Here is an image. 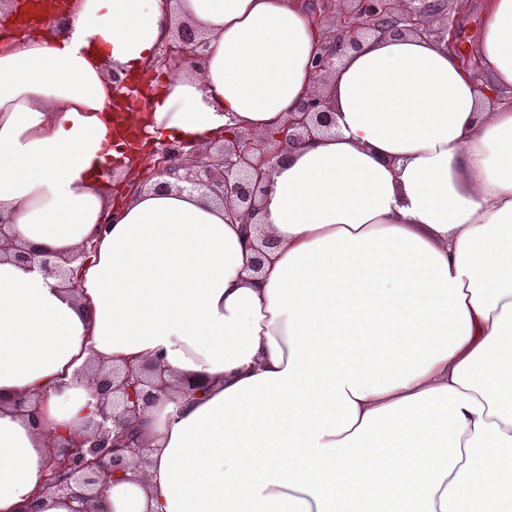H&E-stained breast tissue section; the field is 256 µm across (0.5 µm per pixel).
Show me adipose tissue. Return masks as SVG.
<instances>
[{"label": "adipose tissue", "mask_w": 512, "mask_h": 512, "mask_svg": "<svg viewBox=\"0 0 512 512\" xmlns=\"http://www.w3.org/2000/svg\"><path fill=\"white\" fill-rule=\"evenodd\" d=\"M180 20L208 59L131 114L150 142L263 137L313 91L329 40L304 0H79L0 46V223L56 256L95 244L74 288L0 256V512H69L40 480L98 416L74 373L129 360L171 386L135 422L147 465L92 512H466L480 462H512V0L484 8V82L405 32L341 55L331 131L271 160L258 272L198 194L150 183L110 211L114 80ZM342 334L413 342L368 363ZM376 448L402 486L371 491Z\"/></svg>", "instance_id": "adipose-tissue-1"}]
</instances>
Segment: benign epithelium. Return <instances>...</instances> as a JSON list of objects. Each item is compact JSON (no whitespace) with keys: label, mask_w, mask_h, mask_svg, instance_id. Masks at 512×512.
Returning <instances> with one entry per match:
<instances>
[{"label":"benign epithelium","mask_w":512,"mask_h":512,"mask_svg":"<svg viewBox=\"0 0 512 512\" xmlns=\"http://www.w3.org/2000/svg\"><path fill=\"white\" fill-rule=\"evenodd\" d=\"M454 2L448 0V5L443 6L431 0H343V8L336 17V50L318 55L311 62L315 81L324 82L336 70V57L342 48L356 49L362 39L372 35L383 37L404 29L441 40L448 37L453 45H458L461 31L451 16ZM399 3L405 4L400 12ZM208 45L204 36L183 24L175 37L162 46L155 66L188 64L199 69L208 56ZM334 115L331 98L314 91L269 136L257 139L249 130H238L204 150L195 144L164 146L155 153L154 176L174 177L190 184L192 189L224 204L227 222L248 224L262 210L268 176L265 166L273 156L268 146L273 142L280 146L298 144L316 131L331 128ZM93 250L89 241L79 253L59 262L55 256L17 244L5 225L0 224L1 253H13L15 262L23 266L36 263L48 275H66L71 284L78 280L82 267L67 270L65 266L79 259L88 260ZM95 379L96 391L105 403L100 419L89 430L53 443L42 474L44 489L67 498L72 503V512H89L91 502L125 472L127 456L135 455L141 462H147L148 449L141 447L132 421L167 388L165 370L157 363H129L121 370L100 369Z\"/></svg>","instance_id":"1"}]
</instances>
